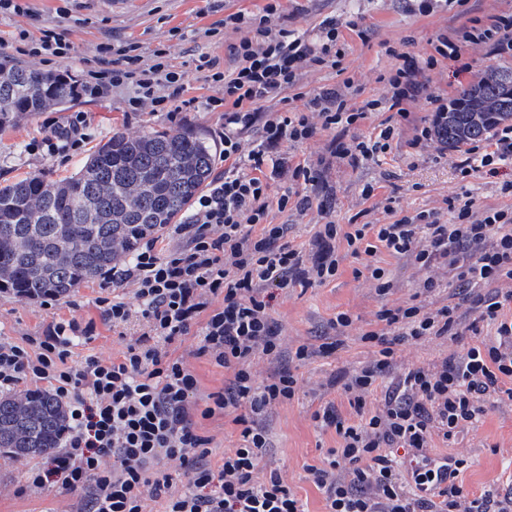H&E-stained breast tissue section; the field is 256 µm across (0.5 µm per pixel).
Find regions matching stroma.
I'll return each mask as SVG.
<instances>
[{
  "label": "stroma",
  "instance_id": "stroma-1",
  "mask_svg": "<svg viewBox=\"0 0 512 512\" xmlns=\"http://www.w3.org/2000/svg\"><path fill=\"white\" fill-rule=\"evenodd\" d=\"M268 0H128L123 10L111 8L107 0H25V14L0 15V62H11L45 73L86 70L93 66L98 47L104 42L120 47L135 44L143 61H150L154 50L163 49L170 60L189 74L187 97L206 100L217 89L196 72L194 58L202 52L227 59V46L238 35L230 30L212 31V24L224 15L243 12L261 13ZM288 28L312 30L327 17L341 22L339 45L345 56L344 73L331 68L307 72L301 84L311 92L323 86L341 84L351 78L358 93L357 105L377 98L378 74L389 73L397 66L396 52L419 55L432 53L438 33L467 25L470 18L512 13V0H446L433 14L424 16L407 11L403 0H280ZM364 16L369 27L366 35L346 28L347 20ZM54 28L67 34L74 46L68 60L45 61L16 52L15 35L19 29ZM459 63L442 59L429 73L433 88L443 95H457L460 89L474 84L485 75L512 69V56L498 57L482 49L465 52ZM124 91H114L111 99L70 102L69 110L88 112L92 139L84 150L69 157L45 158L29 154L26 147L42 130L43 116L23 120L0 131V184L12 183L27 176L55 181L77 172L88 155L105 143L114 131L137 137L150 130H187L200 135L222 155L224 145L217 132L224 127L222 111L206 108L170 117L164 112L145 111L130 122H123ZM411 126L400 129L392 148L378 161L359 169L338 165L328 175L325 194L331 217L338 224H362L368 221L387 223L382 211L366 212L361 199L365 185L376 188V197L395 191L396 205L404 213L421 210H444L449 190L467 185L479 207H502L511 203L500 194V182L512 181V166L501 167L498 177L484 171L461 177L451 161H438L428 153H416L408 144ZM336 248L343 259L336 277L325 285L303 289L295 287L279 296L271 315L283 328L290 347L313 343L315 335L326 328L337 313L350 314L353 324L344 329L342 347L329 357H314L298 364L295 372L302 387L294 399L274 407L269 420L272 449L260 464L261 473L278 472L303 505L305 512H326L323 495L308 478L307 466L320 464L328 449L336 447L334 430L316 427L312 415L325 402H335L349 422L359 416L341 387L330 381L344 371L360 368L369 357V347L360 341L361 332L376 329V313L382 306L410 301L423 277L410 261L391 256L386 250L375 255H348L345 241ZM379 267L390 280L388 294L378 295L369 276ZM99 294L98 283L76 288L67 297L56 299L52 308L41 302L20 297L0 298V336L19 342L39 336L52 321L77 319L84 322L98 318L93 301ZM461 452L469 466L458 478L464 493L480 496L484 491L512 483V401L488 404L478 423L465 426L454 443L434 437L427 455L440 460ZM31 460L15 461L0 456V512H71L76 503L73 495L56 487L31 492L26 486V472Z\"/></svg>",
  "mask_w": 512,
  "mask_h": 512
}]
</instances>
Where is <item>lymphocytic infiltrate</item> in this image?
Masks as SVG:
<instances>
[{"mask_svg": "<svg viewBox=\"0 0 512 512\" xmlns=\"http://www.w3.org/2000/svg\"><path fill=\"white\" fill-rule=\"evenodd\" d=\"M221 27L239 32L228 47L233 70L219 57L200 55L196 71L224 87L208 109H223L224 166L181 224L167 227L165 244L143 242L130 259L113 263L104 278L130 288L131 299L101 294L95 305L101 322L123 334L132 322L141 332L119 355L103 359L90 353L70 366L74 349L95 335L94 321L53 322L45 334L18 343L0 337V393L23 384L44 385L69 411L59 447L27 473L30 486H56L77 495V512H148L163 501V512H303L278 474L260 477L257 462L272 448L268 417L300 387L293 362L327 357L341 340L289 348L282 326L270 315L277 292L312 288L335 278L337 241L353 256L385 248L425 273L419 292L430 295L442 282L454 288V303L429 309L408 302L382 307L378 329L363 332L371 358L342 377V390L359 423H349L326 402L313 419L335 430L339 445L321 465L308 466L313 485L324 495L328 512H512V486L468 498L456 477L466 466L463 454L438 461L426 456L433 437L454 441L465 425L477 423L490 396L512 401V206L477 208L469 189L452 191L446 203L451 222L437 211L393 215L389 224H336L320 194L332 161L359 168L391 147L399 123L413 110L430 109L431 118L413 127L411 147L424 150L441 139L448 103L431 90L427 70L438 58L459 62L464 47L484 45L490 53L512 54V14L473 19L471 26L440 35L433 55L418 60L401 53V64L384 80L378 98L356 106L352 80L315 92L299 91L306 71L339 68V24L325 18L315 34L285 27L276 0L262 14L231 13ZM60 80L76 99H105L126 90L127 113L144 110L178 113L196 108L186 97V73L155 50L151 63L128 50L103 44L93 70ZM292 91L295 107L264 109V102ZM384 110L393 121L376 132L357 133L368 112ZM45 134L31 150L65 156L81 150L91 137L86 112L49 116ZM330 132L326 157L318 163L292 162L289 146ZM512 164V125L479 141L458 146L455 168L461 174L485 170L497 176ZM279 212L316 210L320 218L313 252L289 238L293 227L269 219ZM494 327V335L483 332ZM197 333L194 351L228 378L221 390L201 393L184 357L173 344ZM460 341V350L430 366L397 368L400 346L430 338ZM273 365L262 381L259 362ZM396 382L380 387V379ZM379 395L371 415L363 410ZM217 415L241 425L238 447L213 462L212 439L199 431L201 420ZM415 468L404 474V456Z\"/></svg>", "mask_w": 512, "mask_h": 512, "instance_id": "lymphocytic-infiltrate-1", "label": "lymphocytic infiltrate"}]
</instances>
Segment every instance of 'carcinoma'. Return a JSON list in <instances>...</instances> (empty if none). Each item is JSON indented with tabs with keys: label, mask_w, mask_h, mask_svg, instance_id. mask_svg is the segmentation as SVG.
<instances>
[{
	"label": "carcinoma",
	"mask_w": 512,
	"mask_h": 512,
	"mask_svg": "<svg viewBox=\"0 0 512 512\" xmlns=\"http://www.w3.org/2000/svg\"><path fill=\"white\" fill-rule=\"evenodd\" d=\"M71 97L50 74L1 66L0 129ZM457 100L444 132L450 148L512 120V70L463 89ZM214 164L211 147L193 132H115L69 178L0 185V295L64 298L95 281L140 240L182 219ZM66 416L49 394H0V454L21 460L54 452Z\"/></svg>",
	"instance_id": "obj_1"
}]
</instances>
